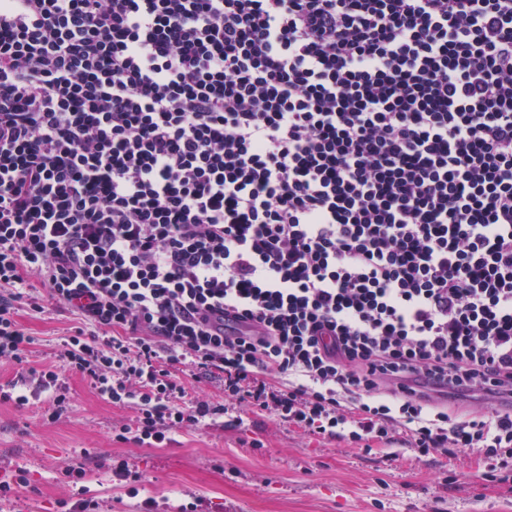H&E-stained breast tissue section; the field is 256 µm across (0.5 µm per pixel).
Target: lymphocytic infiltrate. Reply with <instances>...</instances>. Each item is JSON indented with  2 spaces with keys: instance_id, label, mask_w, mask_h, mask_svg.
I'll list each match as a JSON object with an SVG mask.
<instances>
[{
  "instance_id": "f902f5d3",
  "label": "lymphocytic infiltrate",
  "mask_w": 512,
  "mask_h": 512,
  "mask_svg": "<svg viewBox=\"0 0 512 512\" xmlns=\"http://www.w3.org/2000/svg\"><path fill=\"white\" fill-rule=\"evenodd\" d=\"M34 279L82 325L0 400L512 470V0H0L1 362ZM173 369L177 375L183 380L186 387H188L189 397L197 395L206 396L216 401H222L224 399V387L218 382H209L207 380L195 381L191 377V369L187 364L176 363L173 365Z\"/></svg>"
}]
</instances>
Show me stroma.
Wrapping results in <instances>:
<instances>
[{"mask_svg":"<svg viewBox=\"0 0 512 512\" xmlns=\"http://www.w3.org/2000/svg\"><path fill=\"white\" fill-rule=\"evenodd\" d=\"M44 309L16 302V320L32 337L23 363L0 362V384L29 369L59 363L63 343L80 321L35 286ZM70 400L58 418L43 398L19 406L0 402V480L24 472L28 488L0 501V512H58L73 483L67 464H80L81 481L100 512H136L138 499L153 498L154 512L192 498L210 512H512V472L487 481L480 449L455 459L421 454L410 445L362 450L349 440L306 435L280 418L226 414L220 426L171 432L161 447L119 441L116 423H133L134 408L97 395L81 374L66 375ZM127 462L142 481L137 497L113 481L108 464Z\"/></svg>","mask_w":512,"mask_h":512,"instance_id":"1","label":"stroma"}]
</instances>
